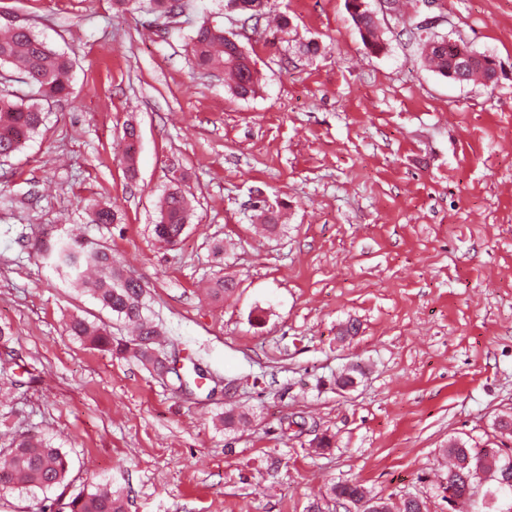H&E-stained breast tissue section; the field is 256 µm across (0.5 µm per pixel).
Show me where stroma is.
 I'll return each instance as SVG.
<instances>
[{
	"label": "stroma",
	"mask_w": 512,
	"mask_h": 512,
	"mask_svg": "<svg viewBox=\"0 0 512 512\" xmlns=\"http://www.w3.org/2000/svg\"><path fill=\"white\" fill-rule=\"evenodd\" d=\"M183 2L160 18L149 0H0V28L30 26L73 62L69 96L0 167V364L20 382L0 395V448L50 440L70 492L110 486L127 512H334L346 480L448 512L449 439L512 448L493 428L512 415V0H368L383 55L345 0H269L284 34L225 0ZM411 16L439 22L411 37ZM205 19L250 52L254 97L196 68ZM432 32L493 56L497 83L426 67ZM309 40L319 53L298 54ZM176 185L192 217L163 246L152 224ZM97 202L120 223H89ZM263 204L283 213L274 232ZM77 234L143 284L163 351L208 372L194 394L68 335L76 315L129 335L41 257ZM220 277L237 287L216 300ZM349 320L357 335L338 340ZM229 410L246 423L226 430ZM361 0H348L350 16L359 36L367 49L375 54L386 50V42L377 22L376 16L371 15L367 8L361 9Z\"/></svg>",
	"instance_id": "1"
}]
</instances>
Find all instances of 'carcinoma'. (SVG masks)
Returning a JSON list of instances; mask_svg holds the SVG:
<instances>
[{"instance_id":"1","label":"carcinoma","mask_w":512,"mask_h":512,"mask_svg":"<svg viewBox=\"0 0 512 512\" xmlns=\"http://www.w3.org/2000/svg\"><path fill=\"white\" fill-rule=\"evenodd\" d=\"M232 3L250 20L258 22L267 15L268 0H227V4ZM348 8L365 47L375 54L384 52L386 42L376 17L361 7L359 0H348ZM191 52L200 69L223 73L225 86L233 96L244 99L258 92L261 78L250 56L223 27L202 21L191 38ZM422 54L430 68L453 81L483 84L495 70L490 56L475 52L464 41L450 46L444 36L424 40ZM6 64L24 76V83L33 91V97L25 99L0 92L1 159L20 151L39 132L45 121L42 103L68 95L72 72L71 61L51 49L26 26L0 31V67ZM190 218L187 198L181 191L172 190L160 202L153 233L159 241L174 245L183 235ZM91 222L118 224L120 217L111 206L95 204ZM54 263L117 319L132 324L135 332L128 340L116 339L107 325L76 317L69 324L71 336L95 348H108L116 355L136 359L154 368H165L155 348L159 331L144 315V289L139 281L124 276L115 267L111 252L89 241L66 242L57 249ZM444 452L454 459L453 469L448 471L443 486L460 502L461 508L457 512H468L474 496L484 485L487 486L485 493L489 494L485 499L487 505L496 502L502 493L512 495V456L503 455L494 448H471L461 440L451 442ZM0 454L6 457L5 466L0 467L1 488L60 490L51 504L42 501L36 504L34 512H125L123 495L118 492L81 490L67 493L69 459L46 440L16 439L9 447L1 449ZM331 495L338 505H354L367 499L376 506L386 507L382 499L370 496L357 482L337 483L331 488Z\"/></svg>"}]
</instances>
